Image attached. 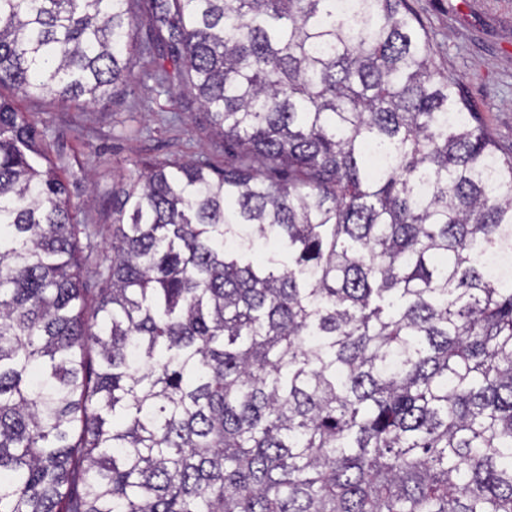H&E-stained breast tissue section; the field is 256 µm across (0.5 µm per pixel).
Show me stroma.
<instances>
[{"label": "stroma", "instance_id": "35a3bbf8", "mask_svg": "<svg viewBox=\"0 0 512 512\" xmlns=\"http://www.w3.org/2000/svg\"><path fill=\"white\" fill-rule=\"evenodd\" d=\"M408 2L487 134L501 151L512 150V0ZM13 99L46 121L72 200L87 202L79 219L102 234L112 222V187L135 163L174 155L224 165L223 140L209 134L197 104L180 98L175 83L147 79L120 88L107 106H65L19 92Z\"/></svg>", "mask_w": 512, "mask_h": 512}]
</instances>
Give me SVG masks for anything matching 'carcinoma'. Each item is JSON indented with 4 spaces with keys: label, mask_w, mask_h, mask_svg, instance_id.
I'll return each instance as SVG.
<instances>
[{
    "label": "carcinoma",
    "mask_w": 512,
    "mask_h": 512,
    "mask_svg": "<svg viewBox=\"0 0 512 512\" xmlns=\"http://www.w3.org/2000/svg\"><path fill=\"white\" fill-rule=\"evenodd\" d=\"M167 61L230 151L106 251L0 98V512H512V154L407 0H0V87Z\"/></svg>",
    "instance_id": "cac0c4a2"
}]
</instances>
